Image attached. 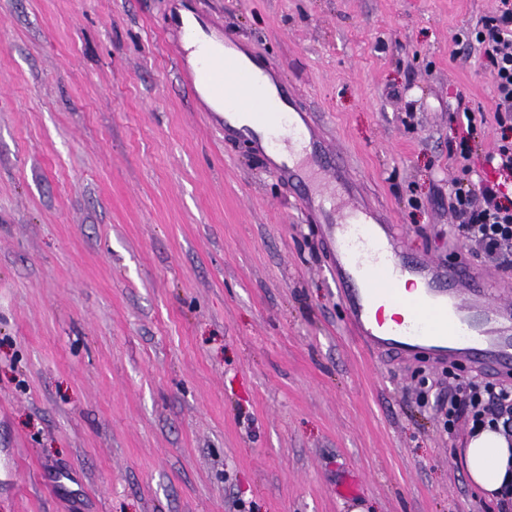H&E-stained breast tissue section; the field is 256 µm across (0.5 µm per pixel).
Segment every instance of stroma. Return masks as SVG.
Returning <instances> with one entry per match:
<instances>
[{
  "label": "stroma",
  "mask_w": 512,
  "mask_h": 512,
  "mask_svg": "<svg viewBox=\"0 0 512 512\" xmlns=\"http://www.w3.org/2000/svg\"><path fill=\"white\" fill-rule=\"evenodd\" d=\"M498 0H0V512H502L437 401L475 371L370 354L296 189L183 84L201 12L302 94L407 252L456 240L459 34ZM360 486L341 498L343 476Z\"/></svg>",
  "instance_id": "stroma-1"
}]
</instances>
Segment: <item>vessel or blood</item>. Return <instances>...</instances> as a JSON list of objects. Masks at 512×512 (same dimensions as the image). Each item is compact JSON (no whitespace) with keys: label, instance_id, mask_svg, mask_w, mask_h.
Here are the masks:
<instances>
[{"label":"vessel or blood","instance_id":"vessel-or-blood-1","mask_svg":"<svg viewBox=\"0 0 512 512\" xmlns=\"http://www.w3.org/2000/svg\"><path fill=\"white\" fill-rule=\"evenodd\" d=\"M177 51L199 53L196 69L181 77L193 94L209 93L224 110L225 136L251 141L266 166L288 186L302 187L300 208L333 255L332 271L349 330L362 344L399 359L421 348L436 360L463 359L479 371H512V304L495 302L487 283L470 264L437 262L408 254L396 225L363 206L345 160L315 133V121L294 90L265 92L271 72L260 59L239 56V40L224 35V51L202 46L201 19L176 21ZM259 99L253 123L237 122L239 103ZM417 285L414 310L388 323L384 309L405 306L402 283Z\"/></svg>","mask_w":512,"mask_h":512}]
</instances>
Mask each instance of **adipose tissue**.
I'll use <instances>...</instances> for the list:
<instances>
[{
	"mask_svg": "<svg viewBox=\"0 0 512 512\" xmlns=\"http://www.w3.org/2000/svg\"><path fill=\"white\" fill-rule=\"evenodd\" d=\"M466 469L473 485L495 494L512 488V443L491 428L473 436L466 450Z\"/></svg>",
	"mask_w": 512,
	"mask_h": 512,
	"instance_id": "obj_1",
	"label": "adipose tissue"
}]
</instances>
